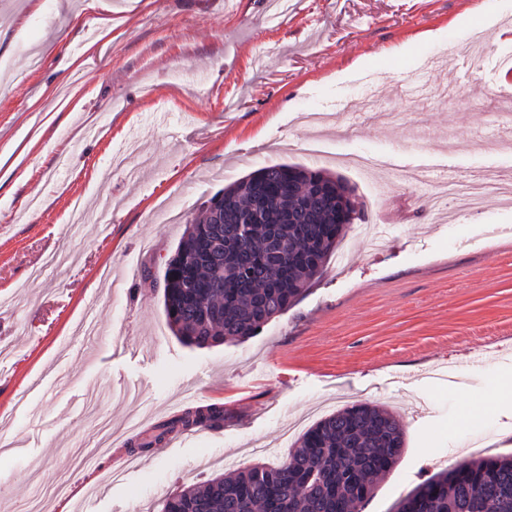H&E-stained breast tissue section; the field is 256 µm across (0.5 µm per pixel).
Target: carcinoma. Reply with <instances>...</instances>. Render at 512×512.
<instances>
[{
    "label": "carcinoma",
    "mask_w": 512,
    "mask_h": 512,
    "mask_svg": "<svg viewBox=\"0 0 512 512\" xmlns=\"http://www.w3.org/2000/svg\"><path fill=\"white\" fill-rule=\"evenodd\" d=\"M339 178L296 165H266L224 187L188 225L164 263L163 304L183 343L205 348L244 341L280 316L323 268L346 227L338 223ZM224 408L187 411L175 426L219 428ZM391 411L355 404L310 426L276 465L254 463L166 496L159 512H362L375 482L403 453ZM397 512H512V456L464 460L401 497Z\"/></svg>",
    "instance_id": "cac0c4a2"
}]
</instances>
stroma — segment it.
Here are the masks:
<instances>
[{"label": "stroma", "mask_w": 512, "mask_h": 512, "mask_svg": "<svg viewBox=\"0 0 512 512\" xmlns=\"http://www.w3.org/2000/svg\"><path fill=\"white\" fill-rule=\"evenodd\" d=\"M484 33V68L455 54ZM512 0H0V512H157L182 487L281 461L354 403L395 411L405 449L363 512L455 465L479 433L512 454V205L434 219L426 184L310 156L298 119L339 152L430 179L512 173ZM325 169L349 226L302 298L258 336L185 345L163 264L185 225L260 166ZM495 395L492 407L482 399ZM223 406L217 429L159 425ZM128 461L99 453L102 427ZM119 468L121 476L102 481Z\"/></svg>", "instance_id": "obj_1"}]
</instances>
